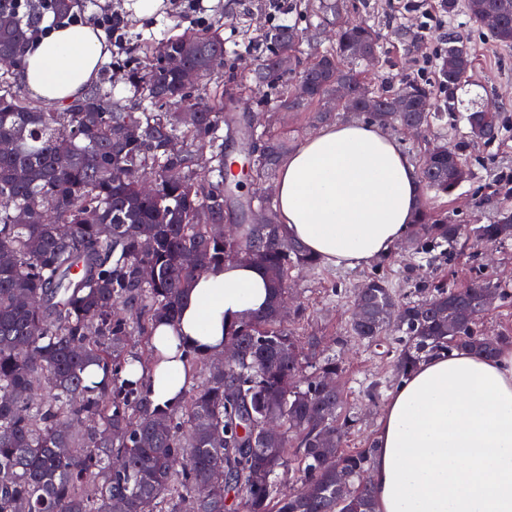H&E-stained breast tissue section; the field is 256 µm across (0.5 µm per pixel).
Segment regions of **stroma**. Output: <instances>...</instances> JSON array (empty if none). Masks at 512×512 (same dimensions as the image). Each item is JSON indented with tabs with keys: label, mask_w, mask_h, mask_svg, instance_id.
<instances>
[{
	"label": "stroma",
	"mask_w": 512,
	"mask_h": 512,
	"mask_svg": "<svg viewBox=\"0 0 512 512\" xmlns=\"http://www.w3.org/2000/svg\"><path fill=\"white\" fill-rule=\"evenodd\" d=\"M133 0H79L74 13L78 22L100 23L104 15L120 20L126 38L110 43V55L100 77L112 91V99L125 103L132 97L128 63H141L145 52L170 37L219 25L224 38V65L200 81L206 89L224 86L227 68H235L245 81L256 58L265 53L270 31L281 24L298 25L303 33L301 58L312 63L317 52L329 47L332 33L310 25L300 0H203L193 9L189 0H166L158 19H135ZM455 14L441 29H426L425 9L439 10L441 0H346L347 13L369 20L380 36V54L368 74L376 85L394 82L408 74L436 84L437 63L426 62L425 47L443 51L449 38L467 43L472 66L454 90L456 110L448 118V143L463 154L471 178L449 195L432 199V208L455 224H487L504 201H512V49L500 47L486 29L469 17L467 0H458ZM270 92L256 89L243 95L228 110L235 119L246 117L280 135L289 149H297L317 133L309 112H274L266 105ZM492 108L499 112L507 131L489 143L473 142L467 135L468 112ZM405 241L389 254L355 268L321 264L317 269H294L288 274L291 305L301 315L287 314L285 324L299 337L306 370H314L327 356H336L343 367L341 383L346 411L355 425L346 441L347 450L369 447L379 427L389 393L398 385L386 347L371 346L350 332L356 289L373 275L387 280L398 300L416 298L434 285H465L483 275L512 291V240L478 246L461 238L448 247L442 262H414L405 258Z\"/></svg>",
	"instance_id": "35a3bbf8"
}]
</instances>
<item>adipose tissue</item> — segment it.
<instances>
[{"instance_id":"ef3b65f1","label":"adipose tissue","mask_w":512,"mask_h":512,"mask_svg":"<svg viewBox=\"0 0 512 512\" xmlns=\"http://www.w3.org/2000/svg\"><path fill=\"white\" fill-rule=\"evenodd\" d=\"M109 55L93 23L34 42L21 78L36 98H82ZM420 174L380 127L321 130L291 153L277 186L287 235L336 267L387 255L421 204ZM272 300L263 269L228 261L194 281L175 322L153 328L148 364H135L156 407L177 406L186 351L212 357L242 321ZM367 471L375 512H512V348L422 357L391 393Z\"/></svg>"}]
</instances>
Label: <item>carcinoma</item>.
<instances>
[{"label": "carcinoma", "instance_id": "obj_1", "mask_svg": "<svg viewBox=\"0 0 512 512\" xmlns=\"http://www.w3.org/2000/svg\"><path fill=\"white\" fill-rule=\"evenodd\" d=\"M76 0H0V54L21 60L34 29L25 16L48 8L61 18ZM481 24L486 10L503 22L488 29L500 46L512 47V0H467ZM302 40L296 26L270 33L272 49L259 57L250 81L275 90L272 106L299 112L336 95V77L347 78L358 98L373 96L357 114L391 128L442 125L453 111L451 88L471 68L463 51L441 56L439 85L403 75L391 89L372 85L360 67L364 51L379 53V33L366 20H346L336 45L295 74L280 57L296 55ZM178 57L200 76L224 64V38L204 29L183 33L156 48L148 61L129 69L135 91L126 104L112 101L99 85L64 104V111L38 107L0 73V139L14 143L0 153V512H227L229 499L242 496L247 512H375L361 480L377 448H343L354 419L342 413L343 391L326 389L322 378L342 368L329 357L314 376L302 374L298 340L281 324L288 270L316 268L320 260L291 240L279 220L274 178L287 145L249 123L253 148L241 155L259 186L258 209L267 224H246L230 239L224 223V93L182 87L178 73L163 62ZM404 97L411 109L396 112ZM194 120L176 119L180 110ZM473 140L502 134L499 114L476 110L466 116ZM71 144L62 155L56 146ZM207 151L210 165L197 156ZM24 170L26 180L15 174ZM470 176L456 148L444 143L423 162L420 192L450 194ZM144 178L156 184L153 196L138 193ZM210 223L197 221L199 212ZM469 234L478 244L512 239V208L491 224H452L431 209H420L407 239L412 259ZM152 242L150 250L142 240ZM198 265L184 263L186 253ZM228 260H247L266 273L273 291L269 310L242 322L228 340L240 355L222 372L191 380L176 408L153 407L145 384L129 366L139 359L129 339L149 346L154 325L175 320L190 283ZM152 268L150 279L142 267ZM500 301L506 289L479 279L465 286H435L422 299L399 302L381 277L365 281L355 295L363 314L352 317L358 338L376 342L396 334L393 371L403 377L427 352L468 347L493 355L512 345V334L485 335L475 327L484 295ZM400 309L396 324L388 310ZM96 364L103 380L87 384ZM282 428L264 441L267 419ZM293 471L301 486L280 495L277 471Z\"/></svg>", "mask_w": 512, "mask_h": 512}]
</instances>
